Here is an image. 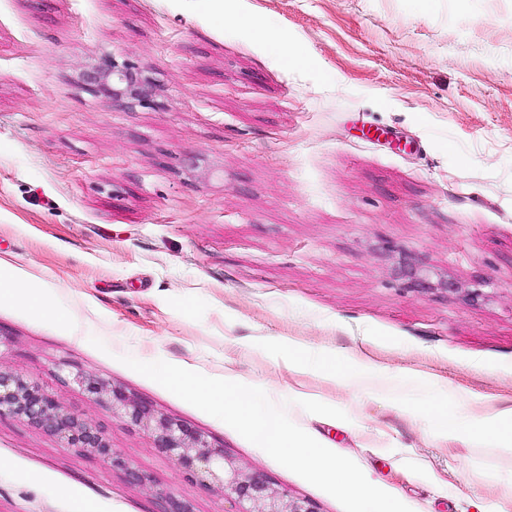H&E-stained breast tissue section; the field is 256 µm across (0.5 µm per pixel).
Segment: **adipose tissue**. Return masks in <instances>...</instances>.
Wrapping results in <instances>:
<instances>
[{"mask_svg":"<svg viewBox=\"0 0 512 512\" xmlns=\"http://www.w3.org/2000/svg\"><path fill=\"white\" fill-rule=\"evenodd\" d=\"M0 303L30 312L52 311L60 326L70 315L49 283L0 257ZM288 366L295 373L319 374L333 383L373 384L378 398L435 440L454 444L491 442L499 453L512 457V401L489 402L468 396L420 373L395 375L363 359L315 349L298 339L286 340Z\"/></svg>","mask_w":512,"mask_h":512,"instance_id":"ef3b65f1","label":"adipose tissue"}]
</instances>
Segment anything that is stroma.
Segmentation results:
<instances>
[{"label":"stroma","instance_id":"35a3bbf8","mask_svg":"<svg viewBox=\"0 0 512 512\" xmlns=\"http://www.w3.org/2000/svg\"><path fill=\"white\" fill-rule=\"evenodd\" d=\"M271 25L306 61L238 26ZM136 68L132 106L84 84ZM73 324L0 304V366L93 421L127 466L0 418V512H229L150 435L79 387L134 394L275 488L343 512L233 428L133 371L132 352L321 394L314 422L412 512H477L512 473L435 442L370 391L289 369L284 339L512 399V0H0V256Z\"/></svg>","mask_w":512,"mask_h":512}]
</instances>
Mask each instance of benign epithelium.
Returning a JSON list of instances; mask_svg holds the SVG:
<instances>
[{"label": "benign epithelium", "instance_id": "benign-epithelium-1", "mask_svg": "<svg viewBox=\"0 0 512 512\" xmlns=\"http://www.w3.org/2000/svg\"><path fill=\"white\" fill-rule=\"evenodd\" d=\"M85 80L122 105H132L147 93L145 81L128 68H117L109 59L89 69ZM74 380L93 394L110 397L121 419L151 432L154 448L175 457L188 479L219 483L224 497L235 506L233 512H318L311 500L272 488L256 470L236 467L226 461L224 450L211 446L201 435L176 420L155 416L133 395L79 371L74 374ZM2 416L21 418L79 454L111 460L112 466L123 469L128 480L135 484L151 482L148 474L129 466L114 452L95 424L71 412L30 377L0 366Z\"/></svg>", "mask_w": 512, "mask_h": 512}]
</instances>
